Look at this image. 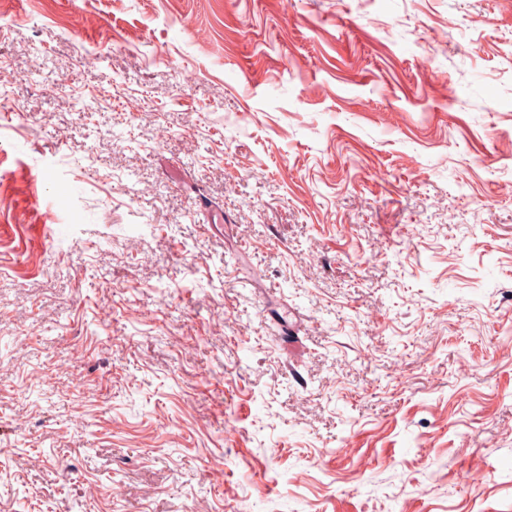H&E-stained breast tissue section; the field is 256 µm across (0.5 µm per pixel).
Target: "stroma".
<instances>
[{
	"label": "stroma",
	"mask_w": 512,
	"mask_h": 512,
	"mask_svg": "<svg viewBox=\"0 0 512 512\" xmlns=\"http://www.w3.org/2000/svg\"><path fill=\"white\" fill-rule=\"evenodd\" d=\"M0 97V512H512V0H0Z\"/></svg>",
	"instance_id": "stroma-1"
}]
</instances>
